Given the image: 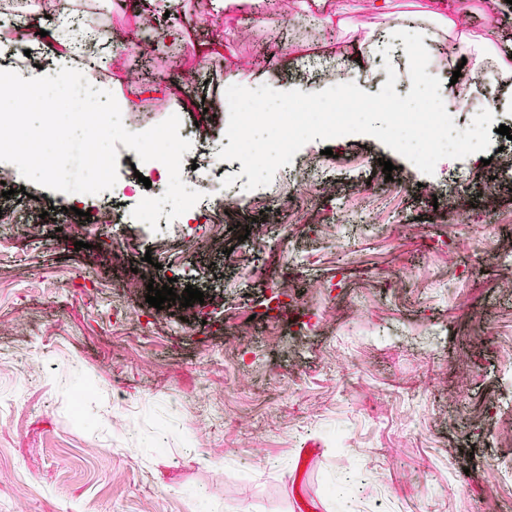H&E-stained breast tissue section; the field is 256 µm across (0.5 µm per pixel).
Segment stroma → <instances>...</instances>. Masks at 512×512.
Here are the masks:
<instances>
[{
  "mask_svg": "<svg viewBox=\"0 0 512 512\" xmlns=\"http://www.w3.org/2000/svg\"><path fill=\"white\" fill-rule=\"evenodd\" d=\"M62 0L40 19L101 17L112 37L140 45L153 79L106 51L97 88L140 92L151 124L178 115L192 152L225 136L224 87L323 90L353 81L375 94L372 69L391 62L411 89L404 45L382 34L415 18L431 34L429 72L480 93V75L512 55V0ZM455 18L454 28L444 25ZM167 33L145 40L144 27ZM180 65L164 63L168 43ZM277 66L261 65L263 48ZM336 68L310 77L305 58ZM490 164L440 160L433 175L377 139L353 134L304 145L291 167L321 161L331 192L264 210L269 187L247 189L223 217L221 249L196 245L213 204L186 233L151 230L130 212L140 196L84 195L122 223H83L71 196L24 180L11 197L52 208L33 232L0 223V512H512L496 468L512 458V283L497 261L512 249V140L491 133ZM394 170L384 175L381 161ZM461 182L456 193L448 185ZM489 184L492 204L471 192ZM80 225L76 238L59 233ZM84 249H75V241ZM166 245L163 268L145 262ZM193 286L203 303L157 309L148 286ZM287 289L294 317L271 307Z\"/></svg>",
  "mask_w": 512,
  "mask_h": 512,
  "instance_id": "stroma-1",
  "label": "stroma"
}]
</instances>
